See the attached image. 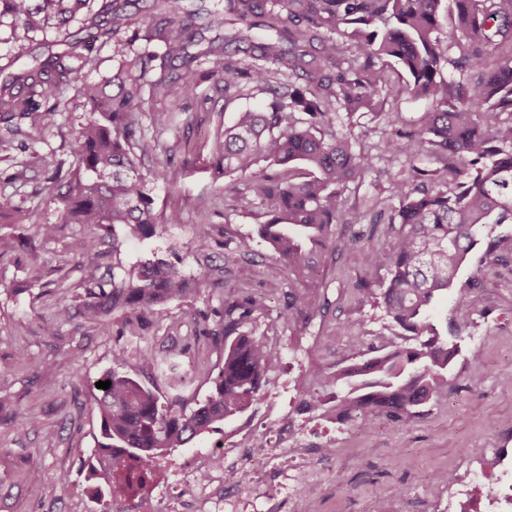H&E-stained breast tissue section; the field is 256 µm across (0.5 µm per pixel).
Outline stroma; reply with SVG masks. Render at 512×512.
I'll use <instances>...</instances> for the list:
<instances>
[{"label": "stroma", "mask_w": 512, "mask_h": 512, "mask_svg": "<svg viewBox=\"0 0 512 512\" xmlns=\"http://www.w3.org/2000/svg\"><path fill=\"white\" fill-rule=\"evenodd\" d=\"M134 19L123 37L132 54L148 57L156 79L165 51L145 36L146 24L138 0H128ZM77 44L76 70L54 88L59 113L52 125L23 118L0 120V194L28 215L24 224L0 222V481H9L10 468L21 458H40L44 474L26 488L13 512H101L99 503L81 496L89 478L86 461L101 434V419L92 396L93 382L112 369L144 387L169 395L168 383L148 375L141 362L143 349L174 355L191 381L184 392L190 403L204 401L224 360L221 344L206 336L204 316L223 305V291L238 290L260 297L262 313L250 324L254 335L274 339L290 376L315 372L330 364H348L356 353L371 356L392 340L382 307L365 301L362 283L377 282L385 270L364 268L357 251L326 254L310 282L327 307L312 319L284 321L288 295L296 285L256 235L264 211L246 192L247 175L225 174L221 144L224 126L236 112L263 110L273 99L270 91L241 85L225 95L223 85L207 80L182 100L144 92L141 124L145 136L167 164L168 178L154 176L151 161L140 167L146 176L158 213H180L176 224H162L149 238L130 239L123 230L104 231L96 254H88L91 229L60 221L56 194L74 168L73 138L93 114L81 95L84 83L111 86L120 60L113 46L96 39L80 20L64 31L22 34L0 26V67L15 55L24 61L53 49L63 35ZM388 86L372 112H339L336 130L352 139L357 150L370 152L374 167L362 185L350 186L346 205L366 212L357 230L371 247L385 250L395 201L392 184L401 180L407 155L391 156L383 142L391 128L412 129L422 124L434 105L403 88L406 75L387 62ZM171 112L167 126L153 122L155 113ZM53 224V237L35 236V224ZM209 234L218 244L214 264L224 268L223 289H204L195 297L170 302L165 309L134 318L117 310L99 325L74 319L58 335L42 329L44 318L78 303L88 276L126 274L144 261L162 257L184 275L195 277L201 267L194 240ZM251 241L248 255L237 250L239 239ZM468 306H457L458 290ZM432 317L449 329L463 320L460 352L447 389L425 406L422 414L394 423L375 421L357 432L341 426L334 453L317 473V493L323 512H363L369 505L391 499L395 512H443L446 500L429 476L461 464L469 455L480 463L496 459L499 449L512 448L502 431L512 427V241L501 246L494 264L480 262L479 251L468 254L447 295ZM123 364H116V357ZM495 428H488V420Z\"/></svg>", "instance_id": "obj_1"}]
</instances>
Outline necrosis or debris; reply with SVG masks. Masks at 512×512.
Masks as SVG:
<instances>
[{"mask_svg":"<svg viewBox=\"0 0 512 512\" xmlns=\"http://www.w3.org/2000/svg\"><path fill=\"white\" fill-rule=\"evenodd\" d=\"M289 392L288 382H279L261 409L254 399H242L243 417L211 438L199 460L183 461L173 480L145 494L113 498L112 512H253L259 498L266 512H276L281 496L309 490L336 439H309L300 412L273 419ZM448 512H512V454L493 469L454 474Z\"/></svg>","mask_w":512,"mask_h":512,"instance_id":"4bbe7bcc","label":"necrosis or debris"}]
</instances>
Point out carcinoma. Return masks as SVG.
<instances>
[{"label": "carcinoma", "mask_w": 512, "mask_h": 512, "mask_svg": "<svg viewBox=\"0 0 512 512\" xmlns=\"http://www.w3.org/2000/svg\"><path fill=\"white\" fill-rule=\"evenodd\" d=\"M0 0V20L9 17L25 31L60 29L87 18L106 41L122 42L119 33L132 24L118 0ZM442 0H224V34L203 36L200 12L177 19L170 0H151L147 37L164 44L162 68L179 61V72H161L152 92L179 99L205 78L224 84V94L240 82L257 87L274 74L303 81L282 83L267 112L245 110L224 127V174H250L249 194L266 207L257 228L288 277L305 281L328 252L360 251L361 265L383 268L387 281L369 295L382 300L399 342L391 349L353 362L325 376L324 391L308 404L341 424L369 430L374 419L416 416L448 387L453 353L433 320L435 299L453 283L464 255L479 244L475 230L484 224H512V0H448V30L439 24ZM56 52L8 73L0 80V118L35 117L55 121L58 105L40 109L39 99L73 73L74 46L63 39ZM458 60L448 57L452 49ZM215 56L222 66L200 71L201 59ZM394 60L408 74L406 87L431 100L436 109L411 130L392 129L387 149L416 140L444 162L441 169L415 156L406 177L396 184L398 206L390 220L391 247L380 251L361 244L362 235H336L339 224H358L345 210L343 194L373 168V159L355 152L349 139L334 130L338 109L373 108L385 87L376 59ZM245 58L276 66L243 67ZM455 63L475 76L472 90L445 79L442 68ZM150 61L135 58L116 73L109 94L85 84L83 96L99 118L88 121L73 142L76 169L57 194L60 221L92 228L120 226L130 237H149L160 224L179 222L172 211L160 215L149 195L139 164L152 156L142 133L140 112L144 77ZM261 161L281 167L271 179L256 169ZM224 289V268L205 267L199 278L182 275L162 258L108 280L90 279L85 297L67 319L100 324L112 312L142 316L201 287ZM323 304L305 288L291 294L288 317L317 316ZM260 304L252 296L230 292L215 328L207 334L224 341V363L207 399L187 409L179 364L142 352V362L165 378L174 394L160 397L117 371L101 391V441L92 451V474L107 492L137 494L156 482L157 457L183 448L195 437L237 419L241 399L257 396L275 363L276 353L247 329ZM42 463L27 457L13 470L12 482L0 483V512L12 490L42 478Z\"/></svg>", "instance_id": "obj_1"}]
</instances>
